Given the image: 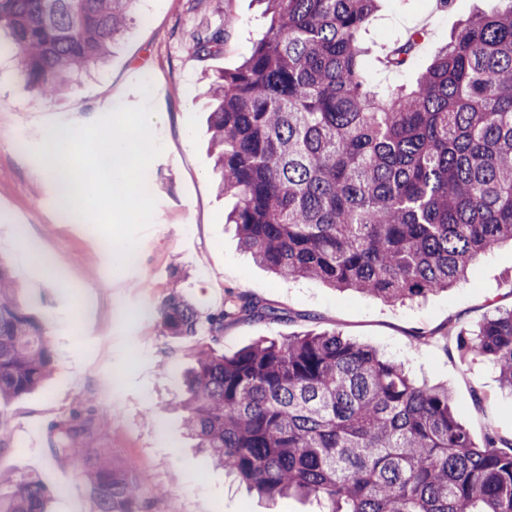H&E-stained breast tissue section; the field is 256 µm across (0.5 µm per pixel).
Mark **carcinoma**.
I'll use <instances>...</instances> for the list:
<instances>
[{"mask_svg": "<svg viewBox=\"0 0 512 512\" xmlns=\"http://www.w3.org/2000/svg\"><path fill=\"white\" fill-rule=\"evenodd\" d=\"M138 0H0L21 76L41 94L69 90L104 60ZM269 26L210 86L219 188L242 249L281 277L320 280L392 304L465 278L512 241V0L461 24L409 86L377 90L361 32L380 0H264ZM426 40L413 29L379 59L407 68ZM224 51V26L194 36ZM275 319L234 296L207 316L170 289L162 333L213 341L224 322ZM462 359L489 360L512 393V308L457 334ZM46 322L21 304L0 257V404L51 372ZM185 388L183 424L217 465L261 496L314 497L323 512H512V439L476 441L448 387L334 330L210 344L168 367ZM55 451L80 462L93 512H141L147 476L84 446L83 425H55ZM48 490L8 468L0 512H47Z\"/></svg>", "mask_w": 512, "mask_h": 512, "instance_id": "carcinoma-1", "label": "carcinoma"}]
</instances>
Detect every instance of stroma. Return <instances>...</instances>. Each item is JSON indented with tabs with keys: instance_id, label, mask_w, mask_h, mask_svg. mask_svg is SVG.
Masks as SVG:
<instances>
[{
	"instance_id": "1",
	"label": "stroma",
	"mask_w": 512,
	"mask_h": 512,
	"mask_svg": "<svg viewBox=\"0 0 512 512\" xmlns=\"http://www.w3.org/2000/svg\"><path fill=\"white\" fill-rule=\"evenodd\" d=\"M497 6V0H449L444 7L438 0H383L362 34L374 57L372 83L385 88L413 78L414 71L381 69L376 58L384 45L426 27L430 43L414 70L423 69L461 21ZM265 8L264 0H139L105 65L55 99L32 92L15 59L0 54V257L22 287L28 311L46 321L54 356L51 377L0 410V469L16 466L35 476L53 496L52 512L92 510L77 462L54 453L53 424L74 415L90 422L88 447L146 473L147 512H319L313 499L250 492L184 430L176 406L180 389L166 367L191 365L206 338L164 335L156 317L142 315L163 303L174 282L204 313L232 293L276 309L274 320L225 323L218 344L225 354L335 329L403 362L417 380L447 384L475 440L493 427L512 437V426L500 419L512 398L501 392L488 363H461L456 346L459 330L474 329L512 298V244L471 264L465 282L405 306L313 279L276 277L241 250L235 225L226 221L236 199L217 190L208 87L262 37ZM217 25L225 32L223 55L199 58L194 35ZM138 64L161 98L167 132L163 153L146 173V188L157 200L153 224L139 238L136 266L129 267L91 223H62L54 183L41 171L37 121L46 110L64 117L78 103L87 121L96 120L110 81L125 82V104H139L137 84L127 79ZM20 129L27 133L21 144L15 140ZM33 243L39 262L18 264L19 251ZM107 395L114 402L109 409L102 403Z\"/></svg>"
}]
</instances>
